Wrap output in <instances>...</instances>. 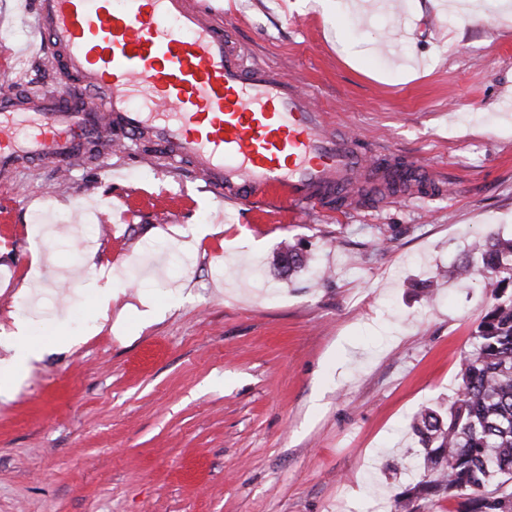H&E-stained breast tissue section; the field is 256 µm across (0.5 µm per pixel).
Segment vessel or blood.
<instances>
[{
  "instance_id": "b4317fda",
  "label": "vessel or blood",
  "mask_w": 512,
  "mask_h": 512,
  "mask_svg": "<svg viewBox=\"0 0 512 512\" xmlns=\"http://www.w3.org/2000/svg\"><path fill=\"white\" fill-rule=\"evenodd\" d=\"M39 43L69 77L35 95L0 92V170L71 159L116 126L153 135L190 159L207 186L242 205L301 209L381 183L406 192L428 175L414 161L381 165L332 128L309 92L279 69L247 64L224 27V0H37ZM147 98L149 109L135 107Z\"/></svg>"
}]
</instances>
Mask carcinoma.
Wrapping results in <instances>:
<instances>
[{"label":"carcinoma","instance_id":"carcinoma-1","mask_svg":"<svg viewBox=\"0 0 512 512\" xmlns=\"http://www.w3.org/2000/svg\"><path fill=\"white\" fill-rule=\"evenodd\" d=\"M472 251L492 277V303L472 333L474 349L447 412L420 409L411 430L424 448V474L393 499L394 512L441 500L454 512H512V238L477 239Z\"/></svg>","mask_w":512,"mask_h":512}]
</instances>
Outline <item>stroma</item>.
I'll return each instance as SVG.
<instances>
[{"label":"stroma","mask_w":512,"mask_h":512,"mask_svg":"<svg viewBox=\"0 0 512 512\" xmlns=\"http://www.w3.org/2000/svg\"><path fill=\"white\" fill-rule=\"evenodd\" d=\"M347 2L224 0V25L432 190L240 206L124 136L0 176V512H377L409 483L392 461L422 465L409 420L453 400L490 302L448 266L512 238V5ZM13 7L0 80L59 87L41 59L9 74L35 35ZM287 244L304 267L277 265ZM18 322L44 350L16 376Z\"/></svg>","instance_id":"stroma-1"}]
</instances>
